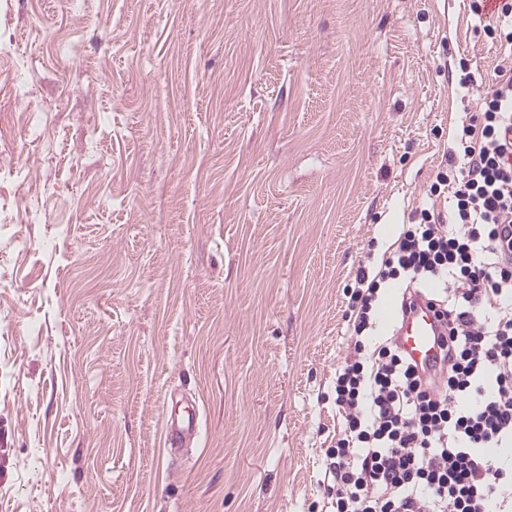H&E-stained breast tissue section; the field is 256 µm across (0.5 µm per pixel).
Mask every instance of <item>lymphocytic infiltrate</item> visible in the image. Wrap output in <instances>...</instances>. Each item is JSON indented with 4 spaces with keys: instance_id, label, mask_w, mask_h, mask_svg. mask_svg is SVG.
Here are the masks:
<instances>
[{
    "instance_id": "1",
    "label": "lymphocytic infiltrate",
    "mask_w": 512,
    "mask_h": 512,
    "mask_svg": "<svg viewBox=\"0 0 512 512\" xmlns=\"http://www.w3.org/2000/svg\"><path fill=\"white\" fill-rule=\"evenodd\" d=\"M429 192L450 193L449 220L421 209L376 273L359 269L353 350L337 368L343 431L327 449L331 512H512V54L484 87ZM401 281L411 309L438 284L446 334L433 372L387 339L366 351L379 291Z\"/></svg>"
}]
</instances>
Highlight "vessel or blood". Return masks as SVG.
<instances>
[{
    "label": "vessel or blood",
    "instance_id": "vessel-or-blood-1",
    "mask_svg": "<svg viewBox=\"0 0 512 512\" xmlns=\"http://www.w3.org/2000/svg\"><path fill=\"white\" fill-rule=\"evenodd\" d=\"M386 319L397 325V342L412 361L431 366L438 354L437 336L440 321L437 310L428 298H419L412 313L402 314L400 309L386 312ZM201 418L199 413L188 414L182 420L171 423L167 428L170 444L179 446L194 441L200 434Z\"/></svg>",
    "mask_w": 512,
    "mask_h": 512
}]
</instances>
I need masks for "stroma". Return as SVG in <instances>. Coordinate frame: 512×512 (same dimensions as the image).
I'll use <instances>...</instances> for the list:
<instances>
[{"instance_id":"stroma-1","label":"stroma","mask_w":512,"mask_h":512,"mask_svg":"<svg viewBox=\"0 0 512 512\" xmlns=\"http://www.w3.org/2000/svg\"><path fill=\"white\" fill-rule=\"evenodd\" d=\"M471 4L0 0V512H324L345 290L502 58ZM200 423L199 413H189L182 420L173 422L168 426L167 440L175 446L193 442L200 434Z\"/></svg>"}]
</instances>
